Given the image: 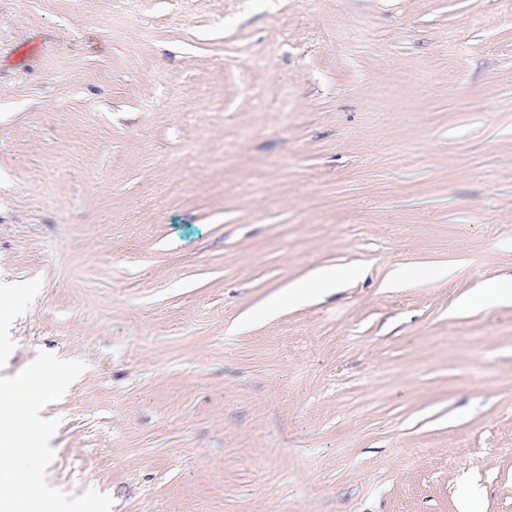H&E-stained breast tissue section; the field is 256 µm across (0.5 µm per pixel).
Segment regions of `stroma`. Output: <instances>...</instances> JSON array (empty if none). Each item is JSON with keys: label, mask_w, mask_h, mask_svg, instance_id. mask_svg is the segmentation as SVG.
I'll use <instances>...</instances> for the list:
<instances>
[{"label": "stroma", "mask_w": 512, "mask_h": 512, "mask_svg": "<svg viewBox=\"0 0 512 512\" xmlns=\"http://www.w3.org/2000/svg\"><path fill=\"white\" fill-rule=\"evenodd\" d=\"M510 279L512 0H0L42 512H512ZM455 267L447 264H439L435 266H415L402 269L398 272V276L409 283L428 284L438 287L448 285V280L455 274ZM349 274L337 270L336 268H324L315 273V275L305 282H298L288 287V295L277 299V303L288 300V303L299 301L308 296L315 295L339 286ZM512 302V281H494L487 284L478 294L467 299L466 304Z\"/></svg>", "instance_id": "35a3bbf8"}]
</instances>
